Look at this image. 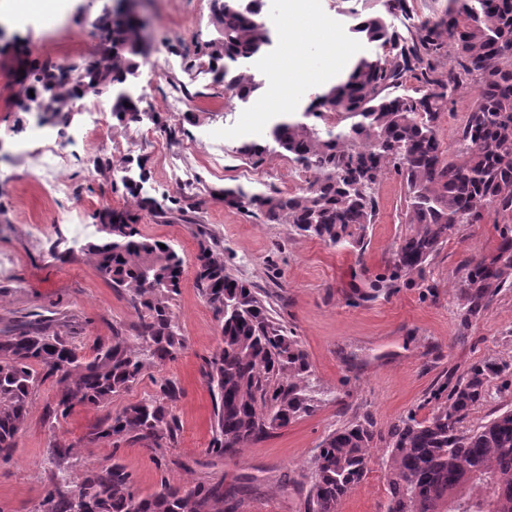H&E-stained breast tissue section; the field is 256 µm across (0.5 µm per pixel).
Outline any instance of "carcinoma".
Here are the masks:
<instances>
[{
	"label": "carcinoma",
	"mask_w": 512,
	"mask_h": 512,
	"mask_svg": "<svg viewBox=\"0 0 512 512\" xmlns=\"http://www.w3.org/2000/svg\"><path fill=\"white\" fill-rule=\"evenodd\" d=\"M355 29L383 52L361 57L347 78L315 96L305 111L271 125L267 139L240 142L247 159L275 154L309 175L296 192L224 188V202L257 210L270 224H289L299 234L333 248L361 251L374 223L376 187L391 170L405 186L410 232L391 253L385 271L370 281L360 300H373L420 278L427 265L462 228L480 224L488 210L503 218L493 251L465 259L459 269L461 322L484 315L493 298L512 290V0H447L442 10L417 17L402 36L385 15L410 14L408 0H380ZM263 0H212L211 22L219 37L206 43L214 79L241 102L267 89L239 69L265 54L271 32ZM101 48L78 71L49 63L24 72V92L10 106L24 110L29 90L48 102L51 124L67 123L75 103L106 97L118 122H136L140 98L125 92L147 60L143 25L113 13L99 20ZM418 87L392 90L405 74ZM475 92L460 136L448 145L440 121L461 92ZM125 168L121 184L135 208L100 211L98 236L83 245L112 287L129 294L138 314L133 335L114 328L88 356L67 335L23 327L0 336V459L12 456L29 419L32 397L47 379L56 386L48 419H64L76 407L102 408L134 385L145 370L174 359L184 348L172 309L183 259L171 246L139 232V212L165 223L171 208L141 193ZM196 281L220 328L215 353L206 361L213 403L208 451L235 455L273 426L314 414L319 399L307 380V354L297 336L277 320L259 293L224 268L214 242L198 241ZM506 369L487 359L459 375L449 374L428 397L429 416L410 412L388 430L387 512H512V409L496 411L472 430L470 411ZM154 396L130 403L97 422L89 441L141 442L155 451L173 447L180 434L170 403L180 388L158 382ZM378 436L376 423L358 417L329 433L314 455L307 512H337L363 480ZM74 445L54 444L49 463L58 474L35 512H239L242 501L224 481H164L143 496L118 458L76 476L67 461Z\"/></svg>",
	"instance_id": "obj_1"
}]
</instances>
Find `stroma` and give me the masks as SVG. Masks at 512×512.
I'll use <instances>...</instances> for the list:
<instances>
[{"label": "stroma", "instance_id": "35a3bbf8", "mask_svg": "<svg viewBox=\"0 0 512 512\" xmlns=\"http://www.w3.org/2000/svg\"><path fill=\"white\" fill-rule=\"evenodd\" d=\"M310 3L337 40L353 43L360 55L379 52V44L359 40L354 32L369 12L364 0ZM112 4L63 0L61 9L22 19L0 5V23L10 36L0 41V332L26 322L61 327L87 354L97 339L111 336L113 327L137 323L128 295L101 278L81 251L97 234V212L126 206L117 182L133 158L143 166L145 192L172 209L165 224L142 213L139 228L172 244L184 260L172 309L187 347L175 360L145 372L109 408H78L53 426L46 411L54 403L55 386L42 384L12 459L0 461V512H34L54 477L47 457L56 441L78 443L71 460L77 474L119 457L144 495L165 479L221 480L237 487L245 502L242 512H304L307 474L319 444L354 417L371 414L383 432L408 411L426 417L431 412L426 399L448 373H462L486 358L505 362L507 369L471 410L465 428L512 408V290L501 291L486 315L465 326L455 286L464 259L495 248L500 220L495 212L443 246L423 280L359 302L356 293L383 273L392 248L409 229L403 184L395 173H387L378 186L375 222L360 254L327 247L290 225L269 224L258 212L225 205L227 187L269 193L292 192L296 186L290 179L292 163L275 156L248 160L235 152L242 140L264 139L268 129L256 125L254 102H240L195 64L198 48L218 36L209 0H152L150 62L141 67L137 82L144 115L125 125L109 120V148H101L97 134L87 128L89 101H78L69 122L53 128L35 113L9 108L20 91L12 76L15 55L34 69L47 62L80 68L100 47L92 23ZM174 96L180 100L176 108L170 104ZM79 128L82 140L67 148L57 170L67 195L45 193L15 141L35 147L46 134L67 140ZM100 157L105 160L101 167L96 164ZM91 164L97 167L92 177L86 174ZM203 235L214 239L226 271L266 297L276 318L299 337L314 389L335 394L313 415L271 431L230 458L207 451L213 405L205 361L218 345L219 332L195 276ZM61 237L70 254L58 260L49 250ZM159 378L175 380L181 390L172 406L181 426L175 447L155 454L139 443L116 451L108 440L85 442L91 426L108 411L155 394ZM383 455V448L375 449L368 473L338 512H386Z\"/></svg>", "mask_w": 512, "mask_h": 512}]
</instances>
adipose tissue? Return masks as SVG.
Segmentation results:
<instances>
[{"label": "adipose tissue", "instance_id": "ef3b65f1", "mask_svg": "<svg viewBox=\"0 0 512 512\" xmlns=\"http://www.w3.org/2000/svg\"><path fill=\"white\" fill-rule=\"evenodd\" d=\"M282 31L286 38V58L282 64L270 67L268 82L274 86L290 84L292 78L315 82L328 88L346 73L352 64L355 50L346 43L336 42L330 30L324 28L319 17L310 12L306 0H289L282 16ZM308 31L318 32L321 42L328 50L326 66L322 70L311 68L299 52L301 35Z\"/></svg>", "mask_w": 512, "mask_h": 512}]
</instances>
